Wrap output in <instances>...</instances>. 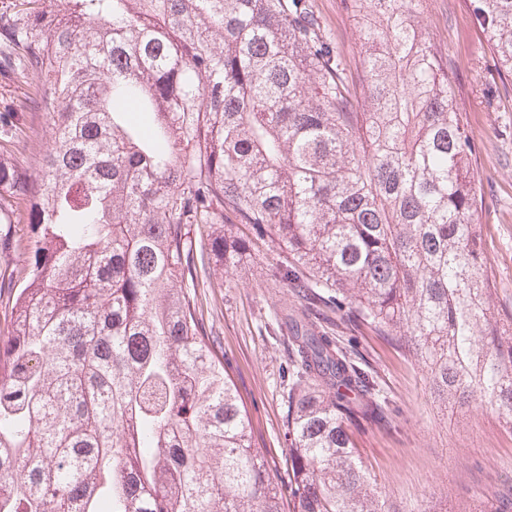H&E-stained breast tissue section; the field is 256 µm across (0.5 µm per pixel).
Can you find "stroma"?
<instances>
[{"mask_svg": "<svg viewBox=\"0 0 512 512\" xmlns=\"http://www.w3.org/2000/svg\"><path fill=\"white\" fill-rule=\"evenodd\" d=\"M334 46L347 55L364 47L344 0H315ZM435 44L448 57L455 102L474 138L486 249L495 279L494 303L512 314V77L501 72L476 22L470 0H425ZM0 112L16 113L25 139L16 162L38 176L50 146L44 108L23 101L0 76ZM34 247L25 206L0 224V283L23 286L25 259ZM285 250L256 243L254 263L225 285L212 276L201 289L203 313L224 351V367L252 420L259 448L288 481V390L294 380L289 320L305 317L369 379L357 402L373 407L353 426L357 453L400 512H497L496 492L512 489V431L479 402L464 412L445 410L432 396L425 372L395 339L362 325L354 310L303 297L277 273Z\"/></svg>", "mask_w": 512, "mask_h": 512, "instance_id": "1", "label": "stroma"}]
</instances>
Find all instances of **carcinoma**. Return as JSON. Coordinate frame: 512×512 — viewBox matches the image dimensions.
Listing matches in <instances>:
<instances>
[{"label": "carcinoma", "instance_id": "obj_1", "mask_svg": "<svg viewBox=\"0 0 512 512\" xmlns=\"http://www.w3.org/2000/svg\"><path fill=\"white\" fill-rule=\"evenodd\" d=\"M21 0L0 70L48 100L28 282L0 330V512H283L199 280L264 238L282 280L394 337L445 407L512 431V315L493 301L473 138L420 0H344L361 83L312 0ZM512 74V0H472ZM292 512H395L356 454L364 373L295 324Z\"/></svg>", "mask_w": 512, "mask_h": 512}]
</instances>
